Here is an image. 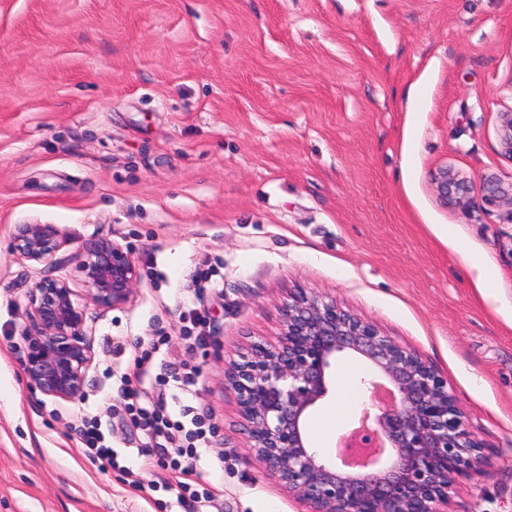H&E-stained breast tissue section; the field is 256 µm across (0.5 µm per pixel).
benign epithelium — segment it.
Instances as JSON below:
<instances>
[{"label": "benign epithelium", "mask_w": 512, "mask_h": 512, "mask_svg": "<svg viewBox=\"0 0 512 512\" xmlns=\"http://www.w3.org/2000/svg\"><path fill=\"white\" fill-rule=\"evenodd\" d=\"M503 148L512 155V112L499 113ZM440 203L471 199L512 206V190L493 181L475 186L444 166L434 175ZM51 224H21L12 248L34 262L60 249ZM78 265L92 302L103 310L127 305L139 280L131 253L109 238L80 247ZM85 308L63 277L45 276L27 295L24 370L29 384L65 401L85 391L93 347ZM357 354L372 366L360 379L363 411L374 405L383 379L394 403L376 414L373 430L358 429L349 448L389 449L377 465L351 470L313 448L307 434L312 410L329 393L336 360ZM225 379L237 393L241 427L259 468L308 507L306 512H448L460 481L490 457L469 431L448 382L420 356L342 309L336 299L298 293L282 308L277 344L255 342L228 363Z\"/></svg>", "instance_id": "obj_1"}]
</instances>
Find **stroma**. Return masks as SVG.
<instances>
[{
  "mask_svg": "<svg viewBox=\"0 0 512 512\" xmlns=\"http://www.w3.org/2000/svg\"><path fill=\"white\" fill-rule=\"evenodd\" d=\"M510 110L512 0H0V512H184L121 395L146 350L141 403L212 428L192 476L208 512H305L258 468L224 380L226 360L275 342L299 289L447 380L492 456L449 512H512V208H447L431 181L446 166L512 183ZM32 223L56 227V263L13 251ZM93 237L128 247L140 280L125 307L88 306L94 360L66 402L30 387L19 333L42 276L86 299L77 249ZM191 310L201 348L183 337ZM339 397L315 410L327 430L307 425L317 449L361 415ZM85 417L117 468L86 453ZM464 260L471 270L475 272V288L481 298L489 301L494 298L492 289L489 288V279L482 260L474 258L470 254L464 255Z\"/></svg>",
  "mask_w": 512,
  "mask_h": 512,
  "instance_id": "35a3bbf8",
  "label": "stroma"
}]
</instances>
